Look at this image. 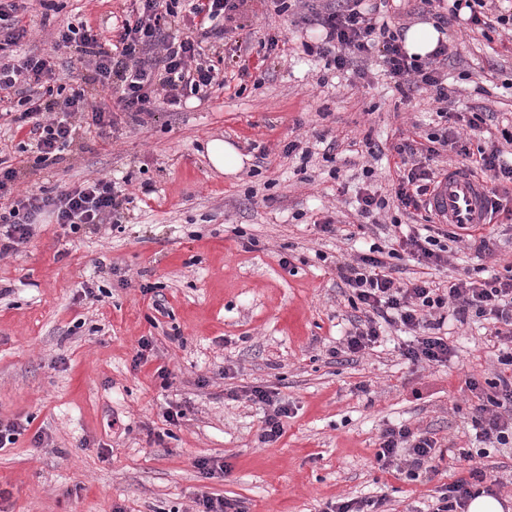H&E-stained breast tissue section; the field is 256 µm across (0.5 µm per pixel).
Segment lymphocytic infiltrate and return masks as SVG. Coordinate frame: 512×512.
Segmentation results:
<instances>
[{"mask_svg":"<svg viewBox=\"0 0 512 512\" xmlns=\"http://www.w3.org/2000/svg\"><path fill=\"white\" fill-rule=\"evenodd\" d=\"M248 0H189L187 14L178 11L180 0H135L123 19L113 21L109 36L92 26L67 24L53 34L57 49L76 47L89 77L85 87L66 90L55 73L51 56L26 54L21 50L28 34L24 13L15 0H0V113L11 116L17 127L26 128L33 165L44 169L56 164L74 142L78 124L106 137L115 125L101 92L112 91L122 112L132 123L142 125L158 106L181 107L184 98L199 96L222 73L219 62L206 57L201 42L221 38L236 28L237 16ZM325 29L318 48L321 57L335 69L349 67L353 58L377 53L380 65L401 92L428 90L438 103L437 114L445 121L441 132L412 133L391 144L394 164L393 190L398 209L406 214L424 210L425 198L439 173L428 163L442 149L454 150L462 167L479 176L491 195L512 193V161H505L512 146V132L484 145L471 144L483 133V113H472L467 132H459L449 100L448 76L443 65L448 47L439 44L428 60L408 56L399 27L377 23L362 11V0H339L336 7L319 9L317 0H300ZM453 17H465L467 25L482 35L512 28V13L489 5L488 0H452ZM21 170L0 165V196H12L8 212L0 213V257L17 253L35 235L38 219L49 216L71 232L96 230L119 224L128 198L112 180L94 178L54 192L15 194ZM466 244L475 251L493 255L491 235L483 226L450 227L444 224H411L392 235L386 244H371L353 261L336 265L339 279L350 288L348 302L360 311L342 347L355 355L377 343L387 325H401L415 337L401 351L411 364L447 362L451 348L441 336L448 315L458 321L491 317L494 336L501 349L497 361L503 372L479 396L471 412L478 447L459 449L470 462L468 476L458 478L439 496L434 512H466L469 500L483 494L485 473L476 459L490 449L512 446V267L504 275L484 279L456 277L442 285L421 277L397 276L392 258L408 255L420 266L442 268L448 263L450 244ZM248 398L267 408L261 430L262 443L276 442L284 432L288 408L274 391L253 387ZM403 458L407 476L432 472L443 454L434 438L402 425L383 430L376 458L383 466Z\"/></svg>","mask_w":512,"mask_h":512,"instance_id":"obj_1","label":"lymphocytic infiltrate"}]
</instances>
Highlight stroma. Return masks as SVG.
<instances>
[{"label":"stroma","instance_id":"stroma-1","mask_svg":"<svg viewBox=\"0 0 512 512\" xmlns=\"http://www.w3.org/2000/svg\"><path fill=\"white\" fill-rule=\"evenodd\" d=\"M53 2L49 16H25L30 49L50 52L54 27L69 22L107 32L129 7ZM240 23L237 43H208L225 82L205 100L158 109L142 126L118 120L108 140L79 130L56 165L23 170L24 192L106 177L133 201L121 227L100 232L73 234L41 217L31 241L0 259V420L28 425L0 449V512H194L205 495L242 512L379 498L387 512H432L468 468L453 453L476 444L468 414L478 397L467 380L485 383L496 370L488 321L449 320L452 353L441 365L408 363L401 349L412 334L394 328L352 361L332 358L353 315L336 263L361 242L318 227L329 216L344 231L365 190H388L387 160L365 156L363 137L385 149L399 132L435 131V103L403 96L375 56L364 81L326 69L304 50L320 44V26L292 13L254 0ZM445 32L453 109L483 105L511 124L512 32ZM272 36L288 39L289 52H268ZM214 139L246 155L235 174L211 167ZM293 140L309 146L308 165L284 155ZM503 206L487 227L495 258L455 251L429 279L503 272L512 199ZM148 282L158 293H141ZM87 285L99 299L84 297ZM144 338L152 348L139 362ZM255 386L277 390L290 409L277 442L259 440L265 410L245 396ZM176 405L185 416L172 428L163 415ZM398 425L431 432L445 453L437 472L410 481L377 461L382 431ZM201 457L224 461L227 473L205 477Z\"/></svg>","mask_w":512,"mask_h":512}]
</instances>
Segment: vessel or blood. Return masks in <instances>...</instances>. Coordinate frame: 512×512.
I'll use <instances>...</instances> for the list:
<instances>
[{"mask_svg":"<svg viewBox=\"0 0 512 512\" xmlns=\"http://www.w3.org/2000/svg\"><path fill=\"white\" fill-rule=\"evenodd\" d=\"M489 198L481 179L453 169L438 178L427 198V206L440 224H482L487 220Z\"/></svg>","mask_w":512,"mask_h":512,"instance_id":"vessel-or-blood-1","label":"vessel or blood"}]
</instances>
